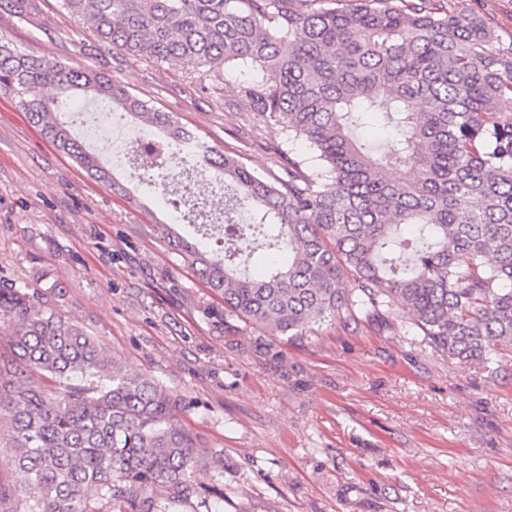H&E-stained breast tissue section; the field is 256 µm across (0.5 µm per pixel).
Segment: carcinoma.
I'll use <instances>...</instances> for the list:
<instances>
[{"label": "carcinoma", "mask_w": 512, "mask_h": 512, "mask_svg": "<svg viewBox=\"0 0 512 512\" xmlns=\"http://www.w3.org/2000/svg\"><path fill=\"white\" fill-rule=\"evenodd\" d=\"M127 55L217 73L253 68L240 99L286 139L284 176L269 180L221 154L121 83L0 44V97L98 179L95 155L59 113L105 99L161 131L138 179L170 161L236 186L224 203V250L167 224L158 238L224 300V316L288 339L326 322L411 316L406 336L486 365L512 345V54L490 50L481 20L448 0H61ZM380 115L389 153L357 129ZM393 170L411 177L395 180ZM175 208H205L183 193ZM253 211L250 224L232 214ZM266 269L247 271L254 251ZM0 512H170L206 498L210 466L176 416L179 399L112 356L37 291L0 282ZM57 382L46 389L43 378Z\"/></svg>", "instance_id": "1"}]
</instances>
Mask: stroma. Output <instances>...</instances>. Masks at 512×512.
Here are the masks:
<instances>
[{"label": "stroma", "instance_id": "stroma-1", "mask_svg": "<svg viewBox=\"0 0 512 512\" xmlns=\"http://www.w3.org/2000/svg\"><path fill=\"white\" fill-rule=\"evenodd\" d=\"M512 51V0H448ZM0 42L89 67L172 113L215 150L273 178L278 126L240 103L247 70L221 76L113 49L60 0H0ZM91 151L126 190L89 178L0 98V279L38 291L111 354L179 398L213 464L196 512H512V347L470 365L377 323L323 324L287 340L243 321L162 242L196 237Z\"/></svg>", "mask_w": 512, "mask_h": 512}]
</instances>
